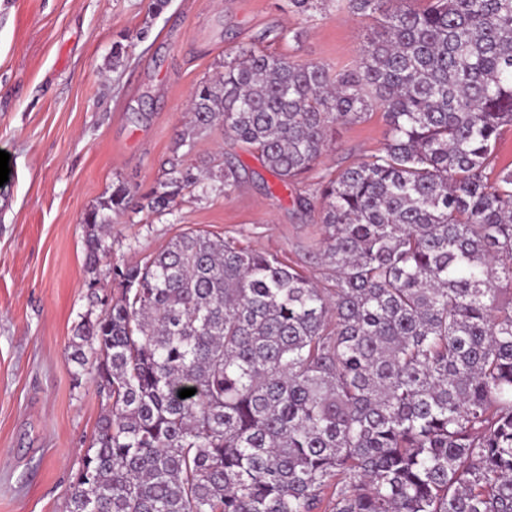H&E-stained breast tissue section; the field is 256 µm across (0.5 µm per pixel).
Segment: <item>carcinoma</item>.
I'll list each match as a JSON object with an SVG mask.
<instances>
[{"label": "carcinoma", "mask_w": 512, "mask_h": 512, "mask_svg": "<svg viewBox=\"0 0 512 512\" xmlns=\"http://www.w3.org/2000/svg\"><path fill=\"white\" fill-rule=\"evenodd\" d=\"M331 3L378 31L355 65L245 49L191 95L164 179L83 216L89 269L135 196L199 182L177 156L215 123L288 188L338 123L384 112L368 159L294 204L323 231L307 275L187 230L108 271L73 337L109 409L67 512H512V0ZM194 388L184 399L179 392ZM512 168V129L506 128L499 141L498 150L487 172L491 178L503 168Z\"/></svg>", "instance_id": "cac0c4a2"}]
</instances>
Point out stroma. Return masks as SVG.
Returning <instances> with one entry per match:
<instances>
[{
  "label": "stroma",
  "instance_id": "35a3bbf8",
  "mask_svg": "<svg viewBox=\"0 0 512 512\" xmlns=\"http://www.w3.org/2000/svg\"><path fill=\"white\" fill-rule=\"evenodd\" d=\"M372 19L305 24L287 0H0V512H66L105 399L74 378L71 339L91 307L83 213L122 181L148 191L189 122L194 87L240 50L351 68ZM299 29L300 41L276 38ZM128 51L113 58L115 41ZM381 110L339 124L296 191L382 149ZM202 171L170 212L113 216L107 264L146 260L188 229L279 256L306 274L316 215L214 125L187 158ZM234 164L224 190L213 174Z\"/></svg>",
  "mask_w": 512,
  "mask_h": 512
}]
</instances>
